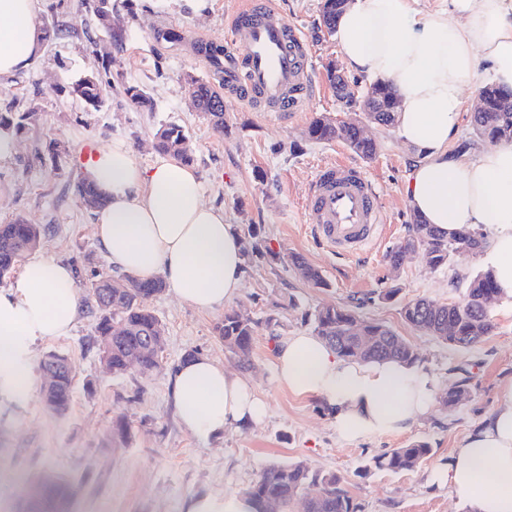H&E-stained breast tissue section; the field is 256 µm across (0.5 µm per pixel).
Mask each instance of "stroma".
Masks as SVG:
<instances>
[{
    "label": "stroma",
    "mask_w": 512,
    "mask_h": 512,
    "mask_svg": "<svg viewBox=\"0 0 512 512\" xmlns=\"http://www.w3.org/2000/svg\"><path fill=\"white\" fill-rule=\"evenodd\" d=\"M247 2L206 0L195 13L185 0H112L107 29L76 0H43L41 24L59 25L61 35L47 39L41 56L26 70L0 78V112L31 115L17 135L16 155L0 165V224L21 218L48 226L35 254L80 268V292L88 291L96 274L111 269L95 237V215L74 190L83 177L85 150L123 141L146 168L158 155L156 130L169 123L182 126L188 137L204 202L223 208L240 231H254L267 253L246 266L233 301L259 323L249 367L226 352L214 334L223 309L199 311L168 290L148 301L166 336L162 367L152 374L132 371L117 377L106 372L92 346L95 317L86 309L71 335L37 341L35 360L52 351L70 358L72 401L66 415H54L37 389L24 411L0 413V512H24L25 486L46 471L75 485L71 512H184L190 498L241 493L269 462L292 460L343 476L363 512H466L448 487L434 482L433 473L448 464L454 449L496 409L504 386L512 383V299L497 306L493 334L467 349L405 322L401 308L408 300L460 301L465 275L488 267L489 258L459 255L434 269L411 255L398 272H390L386 254L407 237L413 222L403 194L410 156L395 127L366 122L377 144L371 160L342 142H313L305 136L317 116L336 122L354 118L327 79L328 65L340 70L344 64L335 37L320 29L322 0H272L305 39L312 75L302 111L266 112L228 98L224 118L230 133L214 130L192 103L186 78L209 77L200 45L225 44L234 14ZM172 26L182 31V41L156 40L157 31ZM92 40L97 43L93 52L87 48ZM106 54L114 60L112 92L95 111L71 96L69 88L84 76L100 74ZM126 83L144 87L152 110L127 101ZM53 139L68 148L55 159L46 151ZM327 163L359 166L380 195L382 234L354 255L330 252L310 232L308 191ZM295 254L319 269L325 287H314L299 275L291 262ZM395 285L397 297L381 299V292ZM355 299L361 302L363 320L386 325L420 352L421 368L436 377L440 388L467 379L469 399L452 410L434 405L405 432L349 442L338 437L319 401L278 387L273 380L278 343L311 331L304 317L318 306ZM191 352L247 377L266 404L262 423L220 437L202 438L185 430L169 392L175 368ZM120 417L131 429L125 444L112 437V423ZM414 441L432 448L415 470L363 473L373 457Z\"/></svg>",
    "instance_id": "1"
}]
</instances>
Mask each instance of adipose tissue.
<instances>
[{"label":"adipose tissue","instance_id":"ef3b65f1","mask_svg":"<svg viewBox=\"0 0 512 512\" xmlns=\"http://www.w3.org/2000/svg\"><path fill=\"white\" fill-rule=\"evenodd\" d=\"M418 0H348L336 38L349 73L390 84L395 125L412 164L404 197L421 219L450 234L487 233L485 248L503 297H512V143L470 157L453 145L467 97L484 80L512 87V0H448L443 10ZM42 0H0V77L39 55ZM84 176L105 197L95 236L112 267L141 279L163 276L181 301L223 307L242 288L241 234L220 207L205 204L197 170L157 158L141 168L125 142L97 148ZM82 308L66 263L29 259L13 288L0 290V410L26 408L36 341L70 335ZM279 386L318 400L348 440L409 429L435 404L438 383L419 367L340 357L301 333L276 352ZM172 400L190 432L219 436L262 422L265 405L243 376L206 356L181 363ZM470 512H512V385L497 408L455 449L437 474Z\"/></svg>","mask_w":512,"mask_h":512}]
</instances>
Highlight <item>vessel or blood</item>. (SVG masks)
I'll use <instances>...</instances> for the list:
<instances>
[{"label":"vessel or blood","instance_id":"vessel-or-blood-1","mask_svg":"<svg viewBox=\"0 0 512 512\" xmlns=\"http://www.w3.org/2000/svg\"><path fill=\"white\" fill-rule=\"evenodd\" d=\"M239 50H225L220 68L225 89L244 100H261L274 112L301 111L309 74L305 44L270 0H251L234 16ZM307 210L319 243L339 254H356L382 231L377 192L355 166L323 165L311 183Z\"/></svg>","mask_w":512,"mask_h":512}]
</instances>
